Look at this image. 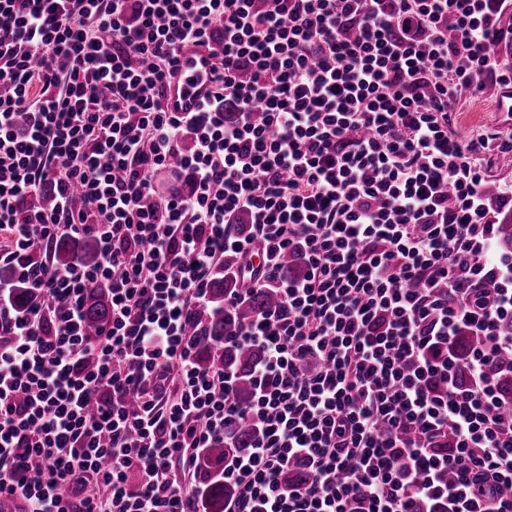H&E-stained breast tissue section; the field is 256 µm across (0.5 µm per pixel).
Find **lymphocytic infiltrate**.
I'll use <instances>...</instances> for the list:
<instances>
[{"label":"lymphocytic infiltrate","mask_w":512,"mask_h":512,"mask_svg":"<svg viewBox=\"0 0 512 512\" xmlns=\"http://www.w3.org/2000/svg\"><path fill=\"white\" fill-rule=\"evenodd\" d=\"M511 6L0 0V264L38 297L20 311L0 285V500L199 512L198 451L249 425L224 512H512V254L450 131L464 92L512 85ZM188 43L220 61L200 108L171 112ZM172 166L189 194L158 191ZM47 186L53 206L20 216ZM79 237L95 265L48 260ZM229 255L225 307L278 295L239 336L264 352L246 403L197 358ZM93 282L112 318L91 338ZM296 464L308 480L284 485ZM500 27L505 32V37L498 47V58L502 66L509 68L512 63V40L509 33L512 28V8L505 10L500 18Z\"/></svg>","instance_id":"obj_1"}]
</instances>
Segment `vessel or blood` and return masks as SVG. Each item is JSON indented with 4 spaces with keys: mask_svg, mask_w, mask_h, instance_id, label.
Masks as SVG:
<instances>
[{
    "mask_svg": "<svg viewBox=\"0 0 512 512\" xmlns=\"http://www.w3.org/2000/svg\"><path fill=\"white\" fill-rule=\"evenodd\" d=\"M209 53L205 48L187 45L181 53V68L167 90L166 106L172 112L196 111L206 98L209 84L205 73Z\"/></svg>",
    "mask_w": 512,
    "mask_h": 512,
    "instance_id": "1",
    "label": "vessel or blood"
}]
</instances>
